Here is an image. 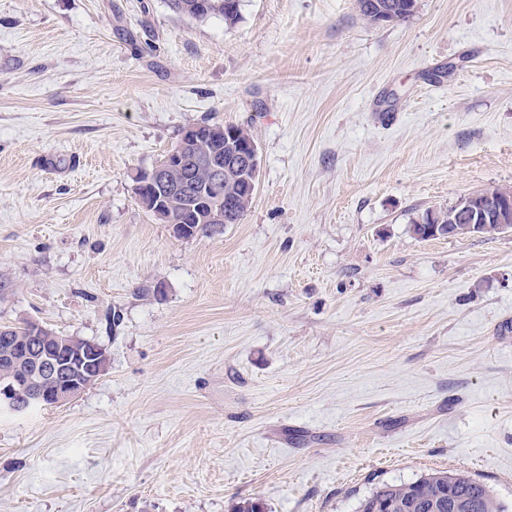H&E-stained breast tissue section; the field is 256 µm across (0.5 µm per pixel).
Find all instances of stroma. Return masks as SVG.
<instances>
[{
  "instance_id": "stroma-1",
  "label": "stroma",
  "mask_w": 512,
  "mask_h": 512,
  "mask_svg": "<svg viewBox=\"0 0 512 512\" xmlns=\"http://www.w3.org/2000/svg\"><path fill=\"white\" fill-rule=\"evenodd\" d=\"M250 127L241 223L180 239L131 177ZM512 186V0H0V322L89 339L79 397L0 410V512H357L436 471L512 512V232L422 240ZM118 324H111L112 314ZM236 1L238 6L233 13L224 11V6L227 8L234 0H167L166 2L168 8L177 14L197 20L218 16L224 18L227 25H234L240 19L241 9V0ZM416 0H357L360 17L370 25L399 22L410 17ZM509 200L512 202L511 186H492L472 192L460 196L448 207L440 208L435 212L434 217H432L430 210L425 211L413 221L411 230L414 235L423 240L437 238L435 232L441 234L442 231H447L448 228L455 232L453 238L475 235L476 233L485 236L498 235L503 232L499 231L496 220L490 219V217L496 213L497 203L502 205ZM482 212L486 213L487 220L484 218L478 219ZM468 224H481V229L478 232L471 231Z\"/></svg>"
}]
</instances>
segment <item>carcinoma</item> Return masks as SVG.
I'll return each instance as SVG.
<instances>
[{"label": "carcinoma", "instance_id": "carcinoma-1", "mask_svg": "<svg viewBox=\"0 0 512 512\" xmlns=\"http://www.w3.org/2000/svg\"><path fill=\"white\" fill-rule=\"evenodd\" d=\"M167 6L177 14L197 20L218 16L233 25L240 19V10L224 11V0H167ZM416 6L417 0H357L360 17L370 25L403 21L414 13ZM204 126L214 129L209 146L212 153L224 161V216L227 223L238 224L250 207L256 181L238 167L233 155L237 140L224 135V131L234 130L245 141L254 137V133L243 125L206 122ZM210 182L209 171L189 159L171 174L167 184L159 187L167 201L169 220L189 224L191 238L215 231L216 225L203 219L213 204ZM509 200L512 201L511 186H492L472 192L435 213L425 211L413 221L411 230L423 240L433 239L435 234L448 229L454 231V237L460 238L473 234L468 225L479 224V234L498 235V224L492 215L497 205ZM32 326L34 323L27 319L0 324V352L14 348L21 359L22 373L27 375H37L40 362L56 351L61 342H71L77 349L87 344V339L80 336H64L48 327L34 331ZM450 495L471 503V512H503L485 483L463 473L448 472L427 474L407 483L386 484L360 502L359 512H380L384 503L388 504L390 512H429L425 504L446 501Z\"/></svg>", "mask_w": 512, "mask_h": 512}]
</instances>
